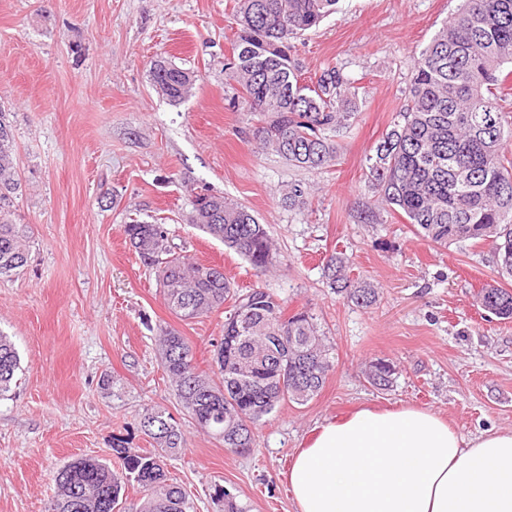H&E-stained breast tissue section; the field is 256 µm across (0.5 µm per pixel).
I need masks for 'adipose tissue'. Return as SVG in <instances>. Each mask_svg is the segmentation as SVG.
I'll list each match as a JSON object with an SVG mask.
<instances>
[{"mask_svg":"<svg viewBox=\"0 0 512 512\" xmlns=\"http://www.w3.org/2000/svg\"><path fill=\"white\" fill-rule=\"evenodd\" d=\"M287 481L296 512H512V431L466 440L428 409L361 408L320 426Z\"/></svg>","mask_w":512,"mask_h":512,"instance_id":"ef3b65f1","label":"adipose tissue"}]
</instances>
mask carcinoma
<instances>
[{
    "label": "carcinoma",
    "instance_id": "carcinoma-1",
    "mask_svg": "<svg viewBox=\"0 0 512 512\" xmlns=\"http://www.w3.org/2000/svg\"><path fill=\"white\" fill-rule=\"evenodd\" d=\"M339 0H235V51L227 64L242 86L243 103L278 134L256 128L259 148L271 149L293 166L314 171L333 165L335 144L326 132L351 117L354 82L334 68L316 88L300 83L288 40L335 12ZM155 87L178 104L196 75L164 60L152 62ZM512 77V0H463L434 34L412 69L407 102L368 158V182L381 203L410 224L414 234L444 248L464 242L491 246L501 272L512 277V121L497 86ZM19 189L15 141L8 113L0 109V276L27 263V248L7 215ZM190 223L224 242L260 274L275 249L264 225L244 206L206 185L190 189ZM138 256L155 267L163 298L182 321L200 318L233 300L216 346V370L198 369L192 346L178 332H159L161 362L195 423L233 452L254 445L259 421L283 402L304 404L322 389L333 363L315 318L308 311L286 316L266 291L238 296L224 270L171 252L159 224L124 227ZM340 253L326 258L329 286L361 307L373 305L377 289L354 280ZM479 303L501 320L512 319V291L489 285ZM19 369L18 352L0 334V398ZM387 360L371 365L376 388L393 385ZM143 433L156 444L150 453L114 442L121 470L81 457L55 476L56 493L46 512H116L126 484L146 492L139 512H189L183 487L168 478L164 458L185 448L184 434L162 411L142 416Z\"/></svg>",
    "mask_w": 512,
    "mask_h": 512
}]
</instances>
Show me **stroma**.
Masks as SVG:
<instances>
[{
    "label": "stroma",
    "instance_id": "35a3bbf8",
    "mask_svg": "<svg viewBox=\"0 0 512 512\" xmlns=\"http://www.w3.org/2000/svg\"><path fill=\"white\" fill-rule=\"evenodd\" d=\"M460 5L339 0L290 39L303 83L333 67L358 88L351 118L329 134L336 164L308 171L255 146L263 118L225 68L234 0H0V106L20 183L11 219L28 252L22 271L0 278V332L20 356L0 399V512H44L57 471L80 457L114 462L115 440L153 451L138 426L151 410L170 414L187 439L165 471L186 489L190 512H224L219 487L245 512H296L284 474L298 448L362 406L423 407L467 439L512 431V321L478 301L488 283L512 288L491 247L435 246L383 210L361 221L376 205L366 158L407 100L415 59ZM159 58L197 75L182 103L153 86ZM294 183L304 203L285 200ZM202 184L265 224L272 272L256 274L190 224V190ZM135 220L163 225L176 252L223 268L239 289L269 292L285 314L309 311L326 337L333 368L323 388L265 416L249 453L201 430L163 370L159 327L185 336L208 371L224 313L183 321L168 309L125 238ZM334 252L351 277L374 283V305L328 287L323 264ZM377 359L396 369L390 389L366 379Z\"/></svg>",
    "mask_w": 512,
    "mask_h": 512
}]
</instances>
